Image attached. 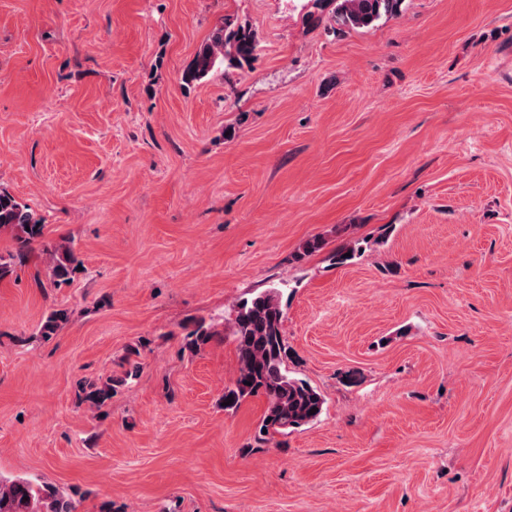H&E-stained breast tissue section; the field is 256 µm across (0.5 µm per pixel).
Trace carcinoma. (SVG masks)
<instances>
[{
  "mask_svg": "<svg viewBox=\"0 0 512 512\" xmlns=\"http://www.w3.org/2000/svg\"><path fill=\"white\" fill-rule=\"evenodd\" d=\"M336 25L348 28L368 27L383 17L399 13L403 0H335ZM258 40L249 27L224 21L211 39L196 52L183 70L181 81L190 86L199 83L224 63L241 68L256 58ZM43 218L28 205L19 202L5 189H0V233L11 234L14 246L0 252V281L12 278L26 266L30 254L39 250L47 261V276L58 288L71 284L79 273L82 261L65 236L49 239L44 233ZM351 256H346V253ZM361 256L357 244L347 243L331 254L339 265ZM284 307L277 288L255 292L240 300L230 321L229 335L235 344L238 372L234 381L224 388L223 400L230 401L226 411L236 410L250 397L262 396L267 407L258 425L256 439L270 440L317 420L325 400L310 384L289 374L288 348L282 334ZM69 320L66 309L51 310L42 321L39 335L48 340L57 335ZM219 332L199 322L186 334V345L196 351L209 343ZM140 364L135 363L124 376L82 378L77 383L81 401L97 410L112 399L116 387L135 378ZM318 408L310 413L312 408ZM0 512H78V502L59 487L36 479L0 477Z\"/></svg>",
  "mask_w": 512,
  "mask_h": 512,
  "instance_id": "1",
  "label": "carcinoma"
}]
</instances>
